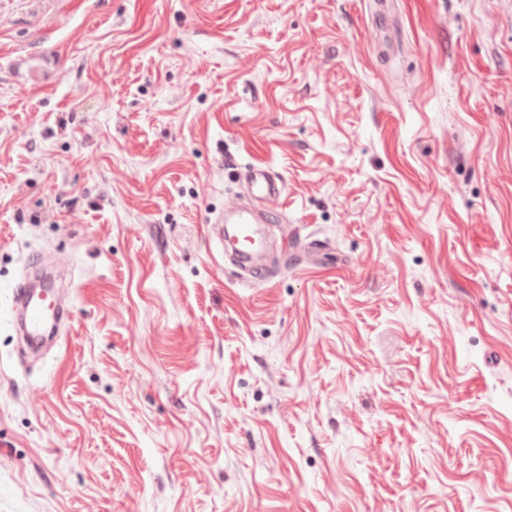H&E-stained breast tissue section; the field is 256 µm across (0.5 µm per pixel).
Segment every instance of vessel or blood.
Returning a JSON list of instances; mask_svg holds the SVG:
<instances>
[{
  "instance_id": "vessel-or-blood-1",
  "label": "vessel or blood",
  "mask_w": 512,
  "mask_h": 512,
  "mask_svg": "<svg viewBox=\"0 0 512 512\" xmlns=\"http://www.w3.org/2000/svg\"><path fill=\"white\" fill-rule=\"evenodd\" d=\"M236 176L245 184L246 199L208 225L205 246L208 252L229 259L238 282L251 284L268 274L257 261L259 253L272 245L283 251L289 246L287 232H272L274 225L282 223V215L267 207L268 201L284 195L285 183L279 173L261 164L245 166L237 170ZM8 289L14 313L12 323L30 349H40L59 335L69 312L59 300L53 306L45 305V296L55 291L51 279L36 276L27 267L9 283Z\"/></svg>"
}]
</instances>
